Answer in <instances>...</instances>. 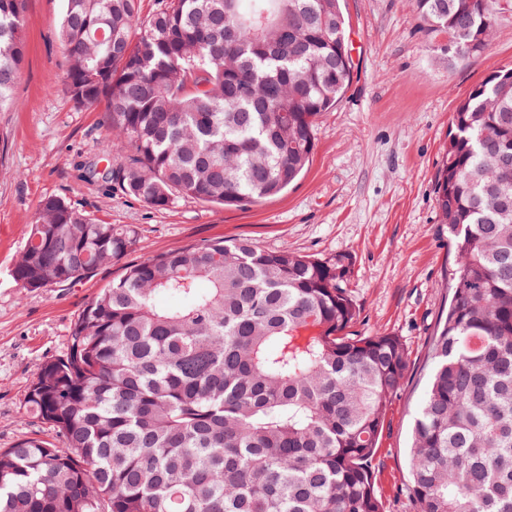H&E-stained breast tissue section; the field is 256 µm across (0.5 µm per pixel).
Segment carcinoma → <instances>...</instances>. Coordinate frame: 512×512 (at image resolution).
I'll return each mask as SVG.
<instances>
[{
	"label": "carcinoma",
	"mask_w": 512,
	"mask_h": 512,
	"mask_svg": "<svg viewBox=\"0 0 512 512\" xmlns=\"http://www.w3.org/2000/svg\"><path fill=\"white\" fill-rule=\"evenodd\" d=\"M463 60L500 0H411ZM26 0H0V110L26 53ZM65 0V81L105 106L128 156L122 192L245 207L293 184L318 117L352 79L340 0ZM451 293L411 442L419 512H512V67L452 112L435 176ZM135 232L40 200L13 274L86 280ZM352 258L212 240L125 268L45 363L27 414L58 436L0 450V512H384L372 459L408 359L353 330Z\"/></svg>",
	"instance_id": "carcinoma-1"
}]
</instances>
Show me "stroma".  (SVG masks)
Listing matches in <instances>:
<instances>
[{"instance_id":"obj_1","label":"stroma","mask_w":512,"mask_h":512,"mask_svg":"<svg viewBox=\"0 0 512 512\" xmlns=\"http://www.w3.org/2000/svg\"><path fill=\"white\" fill-rule=\"evenodd\" d=\"M63 7L27 0L26 56L13 104L0 111V449L53 438L28 417V388L65 352L78 313L127 263L218 237L247 238L266 250L352 256L356 331L399 336L409 362L372 461L376 489L385 512H419L409 488L410 421L427 386L452 267L434 179L457 103L491 71L512 65V6L497 14L488 45L460 62L421 32L409 0H344L354 79L319 116L307 172L286 193L243 208L181 199L163 210L122 193L116 172L126 149L107 146L102 108L78 106L65 89ZM48 196L132 228L136 248L81 283L23 287L13 265Z\"/></svg>"}]
</instances>
